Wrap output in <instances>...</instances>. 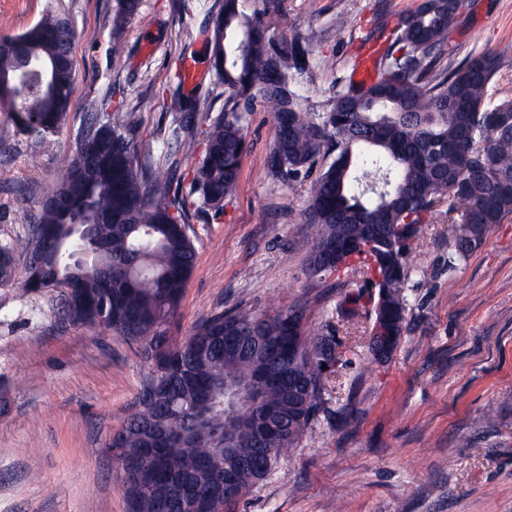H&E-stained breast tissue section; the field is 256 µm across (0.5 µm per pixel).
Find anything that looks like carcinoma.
<instances>
[{
  "label": "carcinoma",
  "mask_w": 512,
  "mask_h": 512,
  "mask_svg": "<svg viewBox=\"0 0 512 512\" xmlns=\"http://www.w3.org/2000/svg\"><path fill=\"white\" fill-rule=\"evenodd\" d=\"M460 0H423L399 16L377 52V76L370 84L347 85L327 101L322 113L304 112L291 88L288 63L299 73L316 67L299 40L271 43L269 10L251 14L239 0H223L212 16L207 43L213 67L224 84V114L195 124L207 101L180 96L179 112L164 152L167 181L152 163L138 159L132 135L143 103L111 112L91 104L77 146L61 164L45 196L60 195L73 175H87V199L73 204V218L86 227L92 253L88 265H74L48 245L70 237L72 227L57 210L39 204L25 243L21 288L42 289L67 279L75 291L64 295L63 314L77 325L104 326L137 345L153 368L123 432L112 438L126 458L139 459L126 471L121 490L131 512H156V500L167 493V478L191 472L197 486L211 485L223 471L242 477L224 510L232 509L268 476L282 454L295 448L311 429L325 403V373L339 361L333 337L310 334L301 307L273 313L233 311L203 320L181 342L167 336L184 287L196 265L190 235L194 214L179 189L172 188L181 163L204 142L202 161L194 171L201 209L220 213L236 192L246 150L239 105L265 104L273 114L270 169L273 176L297 177L320 169L311 181L303 223L316 229L306 271L325 272L326 243L345 245V269L362 264L370 287L346 294L340 304L354 313L363 300L372 303L370 331L379 328L399 346L408 315L405 282L407 254L420 227L434 213L439 197L448 195L455 254L479 248L490 228L512 213V112L501 104L486 105L489 84L499 60L512 51L480 53L454 66L448 33L460 12ZM140 0H115L112 8V50L137 14ZM76 29L65 10L52 7L23 32L0 38V99L8 102L17 130L26 135L36 155L53 150L67 127L74 70L60 75L53 90L37 78L18 84L21 57L52 64L72 50ZM123 220L111 223L108 216ZM112 272V287L104 273ZM16 257L0 246V284L15 282ZM295 320L294 356L271 360L270 339L286 335ZM244 337L234 347L221 333ZM280 370L285 382L267 385L258 374ZM277 410L286 433L261 444L262 415ZM161 425L176 437L163 447L159 460L138 458L148 426ZM207 457L210 465L198 467Z\"/></svg>",
  "instance_id": "obj_1"
}]
</instances>
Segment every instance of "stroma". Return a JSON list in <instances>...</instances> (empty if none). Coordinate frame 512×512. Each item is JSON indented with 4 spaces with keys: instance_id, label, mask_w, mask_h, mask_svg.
<instances>
[{
    "instance_id": "35a3bbf8",
    "label": "stroma",
    "mask_w": 512,
    "mask_h": 512,
    "mask_svg": "<svg viewBox=\"0 0 512 512\" xmlns=\"http://www.w3.org/2000/svg\"><path fill=\"white\" fill-rule=\"evenodd\" d=\"M50 0H0V36L41 18ZM78 31L68 126L54 153L32 157L8 105L0 103V245H19L43 190L76 148L90 104L112 92L150 100L133 134L140 160L163 164V140L179 94L224 111V87L205 50V27L222 0H197L182 17L171 0H141L112 53L114 0H62ZM421 0H276L268 37L298 39L327 68L298 74L308 112L345 89L382 26ZM456 60L512 44V0H469L448 35ZM199 77L177 83L179 55ZM247 144L235 197L222 214L200 212L190 177L179 186L194 210L197 250L168 334L182 340L206 317L233 308L271 312L293 304L342 354L328 376L326 405L300 444L282 456L236 512H512V213L484 244L449 262L454 241L440 202L408 256L405 332L392 357L374 359L360 306L341 314L361 275L304 272L312 228L302 221L309 178L268 170L273 117L244 113ZM61 289L0 286V512H128L106 449L151 365L111 330L62 321ZM353 415L342 425L340 412Z\"/></svg>"
}]
</instances>
